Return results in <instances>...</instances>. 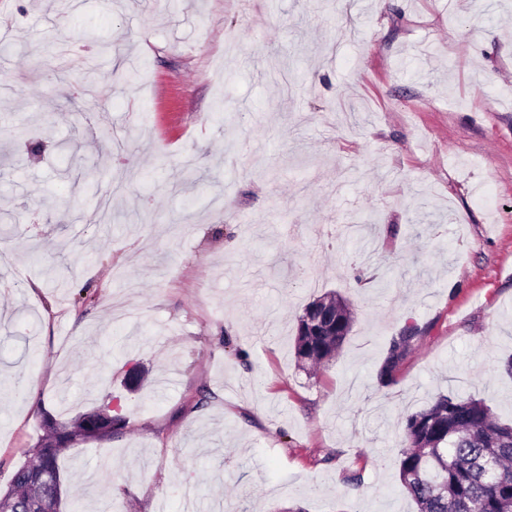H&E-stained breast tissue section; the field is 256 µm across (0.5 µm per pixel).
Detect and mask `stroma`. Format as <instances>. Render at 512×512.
<instances>
[{
    "label": "stroma",
    "mask_w": 512,
    "mask_h": 512,
    "mask_svg": "<svg viewBox=\"0 0 512 512\" xmlns=\"http://www.w3.org/2000/svg\"><path fill=\"white\" fill-rule=\"evenodd\" d=\"M0 42L1 489L116 400L64 512H413L409 414L512 418V0H0ZM335 308L325 309L311 320L310 329L333 326L336 333L325 336H308L306 320L325 304H333ZM354 316L352 309L341 295L327 292L308 302L302 309L297 320V331L294 338V358L299 367L306 368L309 364H321L331 361L338 355L343 343L351 331ZM420 333L421 329L418 327L409 326L391 339L387 355L377 372L380 384L384 386L393 380V374L421 337Z\"/></svg>",
    "instance_id": "35a3bbf8"
}]
</instances>
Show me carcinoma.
I'll return each mask as SVG.
<instances>
[{
    "mask_svg": "<svg viewBox=\"0 0 512 512\" xmlns=\"http://www.w3.org/2000/svg\"><path fill=\"white\" fill-rule=\"evenodd\" d=\"M336 304V332L310 336L306 320L319 308ZM354 316L341 295L327 292L308 302L297 320L294 358L300 367L328 362L338 355ZM409 326L390 341L377 378L385 385L419 339ZM85 412L70 419L44 416L46 437L31 449L32 457L0 489V510L41 512V487L63 491L60 460L79 440L112 437V428L89 433ZM401 483L416 512H512V422L501 420L482 401L440 395L406 417L402 449L397 456Z\"/></svg>",
    "mask_w": 512,
    "mask_h": 512,
    "instance_id": "1",
    "label": "carcinoma"
}]
</instances>
